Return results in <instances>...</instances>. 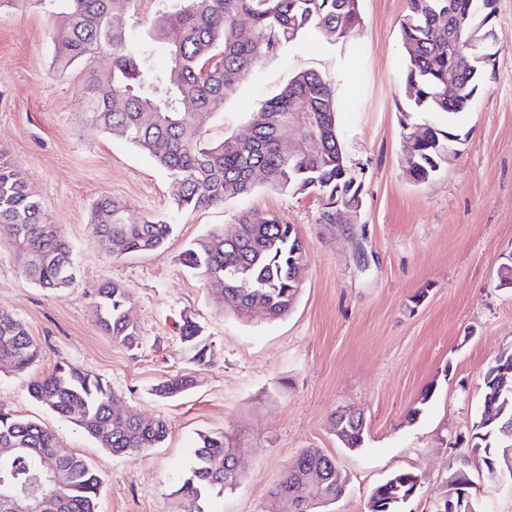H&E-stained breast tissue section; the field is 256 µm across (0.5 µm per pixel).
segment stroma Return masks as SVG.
I'll return each instance as SVG.
<instances>
[{
  "label": "stroma",
  "instance_id": "1",
  "mask_svg": "<svg viewBox=\"0 0 512 512\" xmlns=\"http://www.w3.org/2000/svg\"><path fill=\"white\" fill-rule=\"evenodd\" d=\"M359 8L357 47L307 38L260 61L209 124L214 140L247 134L253 113L294 72L314 69L335 81L344 102L338 124L363 201L348 223L323 224L320 198L261 180L223 205L178 210V186L165 171L88 121L85 74L107 75L111 59L57 68L58 0H0V162L24 173L70 243L75 270L69 288L49 294L0 236V309L25 323L43 354L24 372L0 362V411L51 429L61 448L99 473V512H182L177 490L193 447L214 432L236 448L240 481L203 497V512H278L272 490L306 448L322 449L348 478L346 494L326 512H366L371 489L397 471L420 479L405 512H437L449 465L470 457L482 375L512 349V288L497 285L512 255V0H497L495 62L447 163L425 183L411 181L404 163L407 0H360ZM103 195L126 202L130 221L150 215L172 224L164 246L104 253L89 223ZM244 212L281 215L305 243L302 290L284 317H237L225 310L220 285L181 261L196 239ZM112 281L131 291L140 336L133 350L94 322L95 295ZM187 320L211 348L209 365L194 364L185 350ZM63 362L101 377L140 418L166 421L164 442L136 459L116 456L32 399L29 382ZM176 375L191 376L192 387L168 400L152 394ZM429 387L432 398L408 421ZM346 406L365 418L356 451L331 426L332 413ZM472 479L477 512H512V486L484 471Z\"/></svg>",
  "mask_w": 512,
  "mask_h": 512
}]
</instances>
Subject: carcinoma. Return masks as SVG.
<instances>
[{"instance_id":"cac0c4a2","label":"carcinoma","mask_w":512,"mask_h":512,"mask_svg":"<svg viewBox=\"0 0 512 512\" xmlns=\"http://www.w3.org/2000/svg\"><path fill=\"white\" fill-rule=\"evenodd\" d=\"M54 33L56 60L66 68L80 58L106 54L112 75L91 70L83 97L91 125L117 133L147 153L179 185L181 210H198L250 193L253 173H263L272 187L296 195L313 193L323 201L320 221L334 223L336 197H351L354 173L347 164L337 126L341 102L335 84L315 70L296 72L254 113L249 137L207 138L208 124L224 105L226 91L242 82L265 57L279 55L295 42L316 35L327 41L355 43L362 28L360 0H158L146 36L132 35L116 19L135 11L140 0H69ZM483 0H409L401 23L411 52L405 59L404 81L414 89L401 110L403 119L421 121L423 141L408 165L415 181L432 179L448 158L451 128L469 111L486 71L468 64L469 32L494 29L495 9ZM169 58L158 69L157 48ZM453 84H448V69ZM309 115L319 152L299 148L293 156L281 150L286 139L299 141L295 113ZM447 121L444 130L432 122ZM91 226L106 254L146 253L162 247L172 225L152 216L128 220L127 205L108 195L91 211ZM25 257L24 271L39 287L59 293L74 280L72 250L59 225L51 223L23 175L0 165V231ZM306 248L294 225L272 214L256 218L241 214L234 224L210 233L183 253V263L204 280L224 282V307L240 318L258 308L270 319L286 315L301 288L297 266ZM131 293L120 283L99 289L94 301L100 333L128 349L140 336L129 314ZM190 359L210 361V346L192 322L183 325ZM41 358V348L27 327L0 309V359L25 371ZM192 386L187 376L173 377L152 388L161 399L174 398ZM36 401L83 429L101 447L118 456L136 457L160 445L168 433L163 420L144 421L118 408L116 395L101 378L69 364L56 366L32 380ZM362 413L348 409L347 430L339 440L350 450L363 441ZM512 420V391L497 421L480 417L470 437L477 465L487 467L505 447L500 427ZM235 452L224 435L204 434L194 462L177 493L201 512L202 495L233 489L240 474ZM336 461L317 448L303 450L287 469L274 495L281 512H317L338 499L347 479ZM101 480L79 455L58 448L55 435L41 424L0 412V512L17 506L38 512H98ZM418 476L399 471L375 486L367 512H404L417 494Z\"/></svg>"}]
</instances>
